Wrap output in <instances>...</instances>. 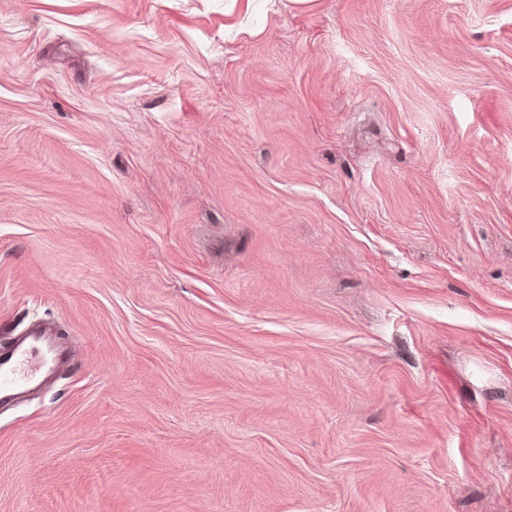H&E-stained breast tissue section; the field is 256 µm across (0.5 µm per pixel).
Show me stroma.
I'll return each mask as SVG.
<instances>
[{
    "label": "stroma",
    "instance_id": "35a3bbf8",
    "mask_svg": "<svg viewBox=\"0 0 512 512\" xmlns=\"http://www.w3.org/2000/svg\"><path fill=\"white\" fill-rule=\"evenodd\" d=\"M0 512H512V0H0ZM46 331H34L22 342L0 353V398L24 389L38 380L45 365Z\"/></svg>",
    "mask_w": 512,
    "mask_h": 512
}]
</instances>
